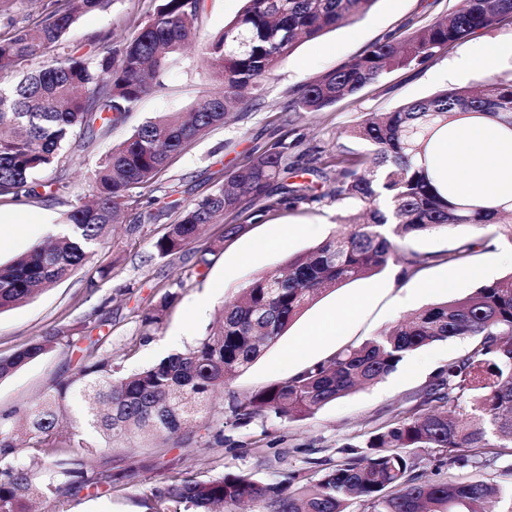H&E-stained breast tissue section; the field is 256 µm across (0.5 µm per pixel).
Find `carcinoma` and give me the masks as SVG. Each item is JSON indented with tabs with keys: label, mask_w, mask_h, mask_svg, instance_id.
Here are the masks:
<instances>
[{
	"label": "carcinoma",
	"mask_w": 512,
	"mask_h": 512,
	"mask_svg": "<svg viewBox=\"0 0 512 512\" xmlns=\"http://www.w3.org/2000/svg\"><path fill=\"white\" fill-rule=\"evenodd\" d=\"M111 0H57L54 12L0 37V196L60 201L70 185L37 175L59 160L76 129L121 123L156 85L159 73L194 42L203 64L221 88L204 105L163 113L112 147L89 176L92 200L66 213L54 242L35 244L0 266V312L55 286L83 265L112 224L125 222L132 192L162 174L173 155L208 130L222 126L235 109L257 100L301 37L362 19L377 0H242L224 31L202 39V0H159L136 33L88 57L64 52L63 37L82 14ZM512 22V0H464L445 17L422 22L405 38L387 35L360 54L292 93L290 112H322L341 99L403 67L433 63L445 47L480 31ZM34 56L47 64L10 84ZM479 89L450 87L391 112L369 113L349 131L374 147L367 156L336 144L335 153L310 155L303 170L315 179L279 184L288 172L285 147L276 143L251 154L204 199L190 203L154 243L164 258L196 242L201 230L236 214L245 203L266 213L299 202L327 200L362 207L344 228L288 261L287 271L253 279L240 297L224 305L218 324L191 347L138 371L125 373L112 351H92L66 381L51 386L17 415L16 428L39 457L24 466L10 431L0 429V512H30L32 502L83 488L112 490V472L89 468L85 457L112 450V442L162 437L178 446L188 425L211 405L229 377L249 368L294 319L324 293L371 278L401 260L414 275L425 263L400 254L406 238L450 226L499 227L512 241V202L493 205L453 200L441 192L426 161L434 135L460 117L481 115L512 130V77L494 72ZM177 293L142 315L149 330ZM470 339L468 351L433 376L424 392L429 408L383 422L336 467L288 482H267L251 473L228 472L201 480L184 472L151 492L147 512H218L247 502L258 512H349L353 500L364 512H500L501 491L464 476L487 469L512 449V274L484 283L470 294L427 307L406 323L357 346L308 365L233 405L239 416L273 413L286 419L375 384L395 372L413 351L450 338ZM72 330H50L0 358V379L63 344ZM99 435L87 443L82 430ZM418 448H438L457 474L425 480L417 472Z\"/></svg>",
	"instance_id": "1"
}]
</instances>
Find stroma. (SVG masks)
Returning a JSON list of instances; mask_svg holds the SVG:
<instances>
[{"instance_id": "stroma-1", "label": "stroma", "mask_w": 512, "mask_h": 512, "mask_svg": "<svg viewBox=\"0 0 512 512\" xmlns=\"http://www.w3.org/2000/svg\"><path fill=\"white\" fill-rule=\"evenodd\" d=\"M157 0H112L104 10L81 15L68 30L64 44L78 55L90 54L96 34L119 40L130 36L153 13ZM458 0H377L358 22L331 29L298 43L279 64L253 108L236 112L230 122L213 128L181 153L149 187L133 192V217L143 215L141 227L115 225L87 262L53 288L0 313V357L28 345L53 328H77L86 338L77 348L58 347L8 378L0 380V427L11 428L18 411L46 391L54 381L72 374L89 351L90 340L110 350L114 361L131 372L185 350L204 336L224 303L233 301L254 278L275 272L288 260L305 253L340 231L348 208L316 202L287 206L276 212L249 208L218 224L209 225L185 251L160 258L153 248L182 206L212 193L224 176L256 149L276 141L288 146L291 165L285 182L303 180L307 153L319 148L332 153L337 143L360 153L369 144L347 139L346 133L362 116L390 112L403 104L453 86H468L476 76L458 69L461 54L478 52L482 34L442 51L428 66L387 73L359 93L317 113L288 109L292 91L324 75L389 34H407L410 23L428 21L458 8ZM216 88L194 49L171 61L159 86L143 97L136 112L109 131H86L64 148L65 163L41 172V179L58 176L71 184L63 201L0 197V214L21 227L0 244V264L28 252L33 243L58 235L65 214L88 194V175L106 152L146 120L165 112H186ZM476 247L467 264L449 261L460 244ZM505 238L495 227L462 225L440 228L406 239L402 251L427 257L415 275L402 277L401 266H390L366 280L348 283L323 294L309 305L280 339L252 366L217 393L203 422L190 428L179 448L162 444L114 443L109 458L94 456L92 466L109 461L113 469H130L147 460L151 469L131 471L109 493L83 491L40 500L39 512H142L141 500L178 472L202 478L227 472H248L276 482L293 473L331 469L347 456V444L362 440L370 429L412 410L420 391L438 368L466 353L469 341L451 338L411 354L399 369L379 383L327 404L314 414L288 420L272 415L241 419L233 401L283 380L339 348L358 344L390 328L412 313L453 297L468 295L480 282L512 275V261L503 252ZM206 263H199V256ZM178 298L164 311L158 331L143 335L141 316L157 304L171 283ZM361 298L357 311L346 318L339 334L321 339L306 357L289 360L285 353L305 340L326 313L340 309L350 298ZM223 429V444H215L210 429Z\"/></svg>"}]
</instances>
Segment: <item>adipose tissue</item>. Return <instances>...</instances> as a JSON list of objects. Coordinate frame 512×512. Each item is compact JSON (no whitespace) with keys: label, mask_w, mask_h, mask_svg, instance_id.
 I'll return each instance as SVG.
<instances>
[{"label":"adipose tissue","mask_w":512,"mask_h":512,"mask_svg":"<svg viewBox=\"0 0 512 512\" xmlns=\"http://www.w3.org/2000/svg\"><path fill=\"white\" fill-rule=\"evenodd\" d=\"M434 152L448 165L460 197L512 202V132L465 119L452 133H440Z\"/></svg>","instance_id":"1"}]
</instances>
